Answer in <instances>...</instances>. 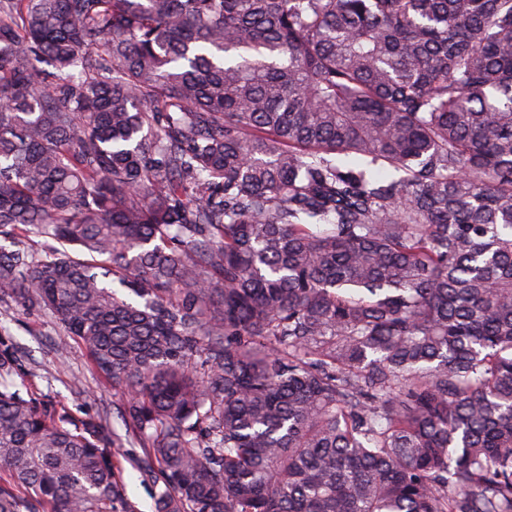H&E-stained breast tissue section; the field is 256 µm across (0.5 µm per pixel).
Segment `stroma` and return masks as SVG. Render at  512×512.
<instances>
[{
  "mask_svg": "<svg viewBox=\"0 0 512 512\" xmlns=\"http://www.w3.org/2000/svg\"><path fill=\"white\" fill-rule=\"evenodd\" d=\"M0 330L8 331L27 348L26 366L31 371L27 382L37 403L65 408L79 419L111 414V383L99 377L79 353L64 358L55 354L53 345L60 330L48 314H26L13 302L0 301ZM141 453V448L129 446L117 452L113 462L139 512H154L152 487L130 463L132 456Z\"/></svg>",
  "mask_w": 512,
  "mask_h": 512,
  "instance_id": "stroma-1",
  "label": "stroma"
}]
</instances>
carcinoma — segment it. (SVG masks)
<instances>
[{
  "label": "carcinoma",
  "mask_w": 512,
  "mask_h": 512,
  "mask_svg": "<svg viewBox=\"0 0 512 512\" xmlns=\"http://www.w3.org/2000/svg\"><path fill=\"white\" fill-rule=\"evenodd\" d=\"M1 298L0 512H512V0H0ZM0 330H7L27 348L26 377L40 405L65 408L75 418L108 415L112 426V384L93 370L78 352L59 358L53 345L60 330L45 313L26 314L11 301H0ZM142 454V448L126 445V448L114 455L113 462L117 474L126 486L129 498L136 504L139 512H154L152 486L142 481L140 474L129 461L131 456H142Z\"/></svg>",
  "instance_id": "carcinoma-1"
}]
</instances>
